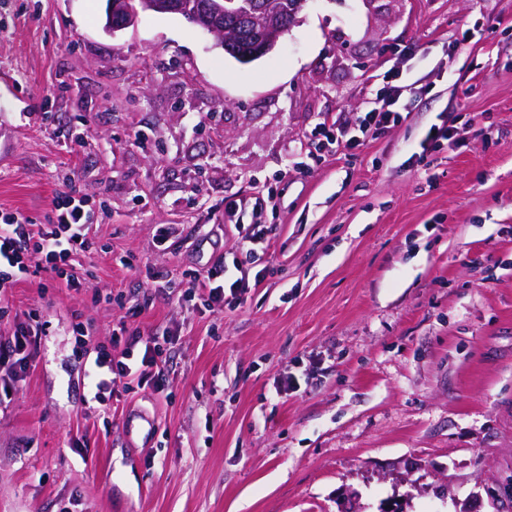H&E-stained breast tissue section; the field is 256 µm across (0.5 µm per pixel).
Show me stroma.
I'll return each mask as SVG.
<instances>
[{
    "label": "stroma",
    "mask_w": 512,
    "mask_h": 512,
    "mask_svg": "<svg viewBox=\"0 0 512 512\" xmlns=\"http://www.w3.org/2000/svg\"><path fill=\"white\" fill-rule=\"evenodd\" d=\"M106 6L0 0V210L47 223L70 181L96 242L81 292L12 290L48 330L0 401V512H512V0H307L249 63L176 14L108 34ZM396 71L401 123L320 150ZM257 185V286L187 309L216 256L237 277L224 209ZM121 319L174 332L167 386L101 417Z\"/></svg>",
    "instance_id": "1"
}]
</instances>
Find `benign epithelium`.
Segmentation results:
<instances>
[{
    "label": "benign epithelium",
    "instance_id": "1",
    "mask_svg": "<svg viewBox=\"0 0 512 512\" xmlns=\"http://www.w3.org/2000/svg\"><path fill=\"white\" fill-rule=\"evenodd\" d=\"M305 2L306 0H298L294 12L286 21L271 19L267 7L261 6L259 13L262 26L270 30V35L262 44L251 50L238 48L235 40L224 35L225 18H236L247 14V11L238 6V0H208L204 4L196 0H139V5L134 8L130 6L129 0H108L105 29L115 33L134 25L138 22L139 13L142 11L179 14L188 22L208 32L216 44L224 47L225 52L242 62H249L275 48L280 37L296 21L297 12Z\"/></svg>",
    "mask_w": 512,
    "mask_h": 512
}]
</instances>
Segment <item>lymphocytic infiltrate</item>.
<instances>
[{
	"instance_id": "1",
	"label": "lymphocytic infiltrate",
	"mask_w": 512,
	"mask_h": 512,
	"mask_svg": "<svg viewBox=\"0 0 512 512\" xmlns=\"http://www.w3.org/2000/svg\"><path fill=\"white\" fill-rule=\"evenodd\" d=\"M402 86H389L388 91L374 101L367 112L358 116L355 124L338 122L323 124L321 135L324 146L341 145L348 149L362 146L366 139L400 123L403 119L397 108ZM273 192L256 188L252 197L239 200L224 210V221L243 225L246 239L253 242L267 240L271 229L261 225L260 218ZM94 241L87 199L75 188L58 193L53 200V214L49 223L36 224L18 212H0V301L8 298L20 278L32 272H45L52 280L70 290H79L81 276L76 268L79 257L92 253ZM249 286L248 274L233 281L224 277L223 261H216L207 276L198 281L195 289L186 290L184 299L202 295L205 305H223L226 298H237ZM45 325L39 313L24 312L15 318L13 330L0 336V366H6L10 375L0 383V395L9 396L15 384L28 374ZM112 339L122 342L120 354L102 347L96 352L94 365L102 369V376L94 381V398L99 413H107L116 388L129 381L162 391L165 385L164 346L158 335L143 336L140 331L118 323ZM142 348V356H135V348Z\"/></svg>"
}]
</instances>
